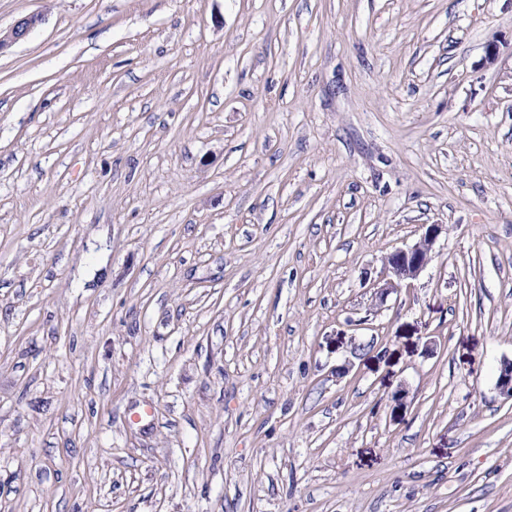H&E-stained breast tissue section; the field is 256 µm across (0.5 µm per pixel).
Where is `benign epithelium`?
Wrapping results in <instances>:
<instances>
[{"mask_svg":"<svg viewBox=\"0 0 512 512\" xmlns=\"http://www.w3.org/2000/svg\"><path fill=\"white\" fill-rule=\"evenodd\" d=\"M39 21L41 17L33 15L17 22L7 35L0 36V50L12 42L21 40ZM440 232L441 225L427 224L415 244L388 254L384 262L388 279L377 288L379 299H385L389 293L418 278L426 270L432 261L434 245ZM497 387L502 395L512 399V360L502 361Z\"/></svg>","mask_w":512,"mask_h":512,"instance_id":"obj_1","label":"benign epithelium"}]
</instances>
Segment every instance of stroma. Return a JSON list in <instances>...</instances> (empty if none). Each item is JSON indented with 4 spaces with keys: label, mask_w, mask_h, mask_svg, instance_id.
<instances>
[{
    "label": "stroma",
    "mask_w": 512,
    "mask_h": 512,
    "mask_svg": "<svg viewBox=\"0 0 512 512\" xmlns=\"http://www.w3.org/2000/svg\"><path fill=\"white\" fill-rule=\"evenodd\" d=\"M32 14L0 512H512V0H0V32ZM419 240L407 248H399L385 258L384 268L388 279L377 287L379 299H385L389 293L415 280L426 270L433 258L436 240L441 232V225L427 224Z\"/></svg>",
    "instance_id": "1"
}]
</instances>
